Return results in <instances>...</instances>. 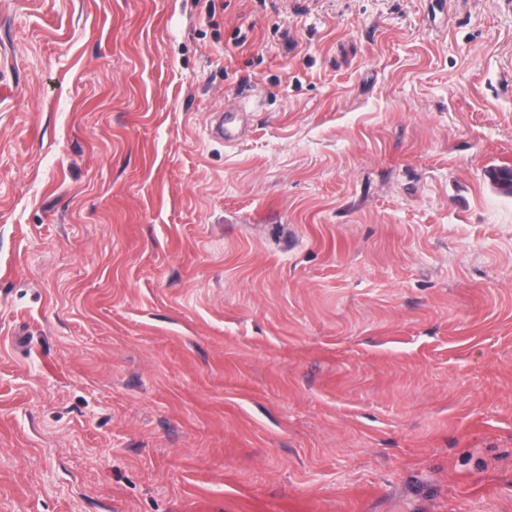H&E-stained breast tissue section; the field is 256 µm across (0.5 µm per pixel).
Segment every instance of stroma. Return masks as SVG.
Instances as JSON below:
<instances>
[{
  "label": "stroma",
  "instance_id": "35a3bbf8",
  "mask_svg": "<svg viewBox=\"0 0 512 512\" xmlns=\"http://www.w3.org/2000/svg\"><path fill=\"white\" fill-rule=\"evenodd\" d=\"M499 166L512 0H0V512H512Z\"/></svg>",
  "mask_w": 512,
  "mask_h": 512
}]
</instances>
